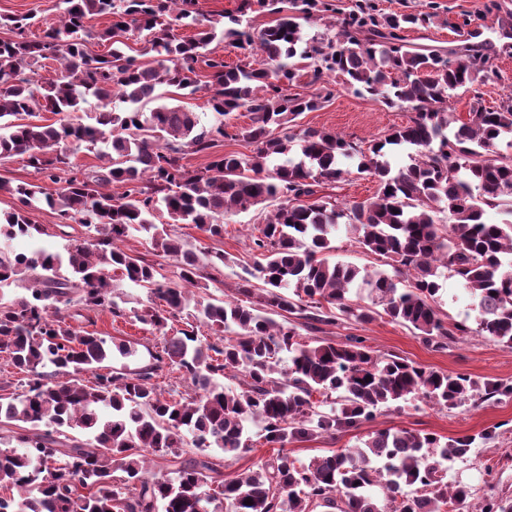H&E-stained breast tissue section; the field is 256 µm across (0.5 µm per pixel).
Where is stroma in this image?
I'll return each instance as SVG.
<instances>
[{"mask_svg":"<svg viewBox=\"0 0 512 512\" xmlns=\"http://www.w3.org/2000/svg\"><path fill=\"white\" fill-rule=\"evenodd\" d=\"M386 13L416 12L434 9L437 18L427 27L407 30V41L418 48H440L457 51L467 41L470 29L483 31L495 48L491 55L498 72L497 77L485 82L482 99L486 106H496L500 99L512 91V38L500 37L498 17L512 13V0H497L499 12H488L490 0H377ZM57 0H0V17L30 14L34 23L29 39H40L44 29L57 20ZM333 95L323 107L303 113L291 128V135H301L308 128L329 129L346 137L372 142L383 139L392 126L406 123L408 113L389 108L368 97L355 94L336 76L330 80ZM345 174L338 181L323 183L320 194L336 198L339 203L373 200L379 184L373 176L358 172L356 162L341 163ZM263 221L260 208L254 207L230 218L224 226V236L209 239L194 225H177L176 231L193 245L221 249L231 257L219 282L211 284L209 293L218 299H233L236 284L244 270L252 268L254 254L249 248L250 237ZM439 316L447 322L474 323L477 312L462 282L455 277L443 278L437 303ZM95 329L104 336H112L135 343L138 354L127 364L135 368L149 359L150 352L163 344L160 332L128 318H115L110 314L97 315ZM304 340L312 342L326 338L340 343L351 337L362 338L366 345L383 357H400L416 365L444 373H466L478 380H512V349L481 337L466 336L435 350L416 336L412 330L390 322L387 317H375L368 323L341 319L316 332L299 326ZM403 428L432 433L447 440L466 435L476 436L477 442L467 459L455 460L447 465L449 484L469 487L466 512H478L486 494L496 491L512 495V400L488 401L476 406L466 405L454 409L432 407L411 399L401 407H381L373 421L360 429L335 436L296 441L288 452L299 464L309 463L314 457L338 448H356L378 430ZM491 432V439H483V432Z\"/></svg>","mask_w":512,"mask_h":512,"instance_id":"1","label":"stroma"}]
</instances>
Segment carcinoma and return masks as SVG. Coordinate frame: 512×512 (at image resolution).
Masks as SVG:
<instances>
[{"label":"carcinoma","instance_id":"carcinoma-1","mask_svg":"<svg viewBox=\"0 0 512 512\" xmlns=\"http://www.w3.org/2000/svg\"><path fill=\"white\" fill-rule=\"evenodd\" d=\"M197 5L58 0L59 24L39 40L26 36L29 16L4 18L13 37L0 40V159L26 156L34 174L56 188L0 176V193L17 201L0 213V240L47 234L29 218L41 202L56 210L63 236L72 223L85 232L68 240L63 255L0 246V353L28 374L20 390L0 385V512H201L210 484L212 512H461L470 490L448 485L440 461L468 458L486 434L443 442L389 428L307 465L296 464L286 445L357 430L380 407L411 398L447 409L512 399V381L480 383L382 358L359 338L312 345L274 316L367 323L373 310L351 298L364 287L390 321L437 350L471 334L511 349L512 156L498 153L497 143L512 135V93L493 108L473 98L469 118L458 122L448 88L466 91L496 69L481 44L463 45L453 59L408 47L404 32L433 24L432 12L388 15L374 0H359L335 37L310 41L301 21L333 10L328 0H241L218 18ZM255 5L280 17L256 28L249 19ZM101 15L111 24L94 33L86 22ZM183 26L195 34L175 33ZM131 33L143 37L138 58L127 53ZM218 38L245 55L258 49L261 59L229 66L205 53ZM93 39L110 43L109 51L92 53ZM295 57L308 63L309 94L282 88L295 82ZM43 59L58 67L39 85L35 68ZM336 75L358 95L409 111L408 121L367 147L308 128L300 137L303 159H288V129L330 99L329 78ZM162 87L206 90L216 121L205 126L180 106L149 107ZM89 95L98 101L93 123L61 118L82 111ZM240 110L251 123L231 134L227 119ZM38 111L58 119L36 120ZM71 139L102 165H73L65 148ZM225 139L245 141L252 154H216L200 169L183 163ZM388 146L414 150L410 163L392 170ZM342 157L377 178L374 200L340 206L317 196L323 180L341 178ZM110 185L122 192L106 190ZM258 205L270 214L251 237L256 262L239 278L238 298L202 296L229 257L192 247L155 224L157 215L213 239L224 237L226 218ZM493 209L504 215L501 222L484 219ZM341 225L392 272L363 273L330 261ZM136 233L176 261L173 276L119 246ZM447 274L475 301L476 327L440 318L435 303ZM116 275L148 291L147 303L131 314L165 334L164 344L134 370L100 373L96 368L114 354L130 358L137 350L125 340L82 335L67 318L125 316ZM11 285L23 293H5ZM178 316L187 328L166 335L168 320ZM49 365L55 374L42 372ZM88 371L89 385L79 378ZM174 372L193 394L163 396L155 380ZM224 377L237 386H224ZM255 433L276 453L222 479L211 450L238 459L253 451ZM149 453L169 457L170 469L149 473ZM480 512H512V497L487 496Z\"/></svg>","mask_w":512,"mask_h":512}]
</instances>
